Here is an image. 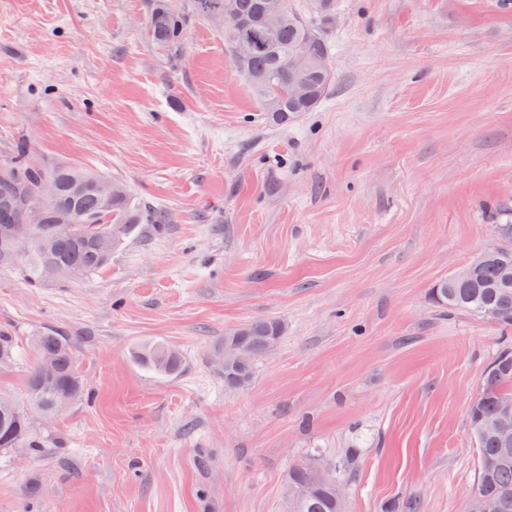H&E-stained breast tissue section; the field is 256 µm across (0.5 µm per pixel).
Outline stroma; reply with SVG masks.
Segmentation results:
<instances>
[{"instance_id":"obj_1","label":"stroma","mask_w":512,"mask_h":512,"mask_svg":"<svg viewBox=\"0 0 512 512\" xmlns=\"http://www.w3.org/2000/svg\"><path fill=\"white\" fill-rule=\"evenodd\" d=\"M148 3L0 0V165L88 166L166 217L80 280L0 265V392L47 329L85 390L35 417L38 453H0V512H286L289 468L343 459L346 512H465L467 409L512 333L432 289L512 201V11L337 0L336 80L282 127L193 0L175 46ZM266 317L283 336L225 387V332ZM154 343L177 376L133 361ZM133 358L139 365L161 377L178 373L182 363L180 352L164 343L139 347L133 352Z\"/></svg>"}]
</instances>
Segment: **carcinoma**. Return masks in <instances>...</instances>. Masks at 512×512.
I'll return each instance as SVG.
<instances>
[{
	"label": "carcinoma",
	"mask_w": 512,
	"mask_h": 512,
	"mask_svg": "<svg viewBox=\"0 0 512 512\" xmlns=\"http://www.w3.org/2000/svg\"><path fill=\"white\" fill-rule=\"evenodd\" d=\"M196 12L211 21L232 15L238 24L224 30V44L234 65L259 102L267 121L285 125L318 107L335 81L330 48L321 30L300 12L285 6L283 12L269 10L265 0H194ZM153 40L176 45L184 36V17L168 0H151L149 11ZM303 94L293 95L294 86ZM95 171L67 165L44 169L29 164L24 154L9 165L0 166V248L13 245L21 251L32 244L33 261L26 268L34 282L49 278V271L75 269L90 275L103 268L113 249L133 234L140 224H162L160 210L143 209L127 187L114 181L116 191L106 208L92 184ZM51 185L56 205L43 224L27 223L26 215L45 185ZM503 244L499 254L474 270L464 280L441 279L433 296L450 311L481 316L497 312L495 324L512 330V283L502 281V270L512 268V207L498 204L491 211ZM57 224H75L80 232L69 237L54 235ZM112 235V248L100 247L102 234ZM283 324L272 318L248 322L224 333V345L242 343L248 359L224 362V385L243 388L250 384L258 360L267 355L283 336ZM36 354L49 360V368L32 365L25 379L27 401L0 394V452L17 448L35 451L39 443L32 437L36 415H51L67 407L83 392V385L65 337L48 330L34 338ZM135 361L161 377L179 372L180 352L164 343L150 344L133 352ZM512 399V351L506 349L482 373L478 394L471 402L468 417L479 449L478 474L473 489L480 492L489 512H512V446L484 431L496 419L503 402ZM321 468L306 464L288 472L287 512H344L343 494L336 478Z\"/></svg>",
	"instance_id": "carcinoma-1"
}]
</instances>
